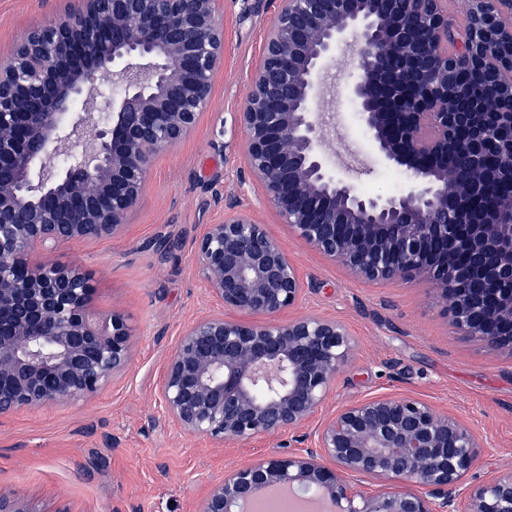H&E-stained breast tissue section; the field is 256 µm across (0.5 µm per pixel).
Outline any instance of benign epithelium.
<instances>
[{"mask_svg": "<svg viewBox=\"0 0 512 512\" xmlns=\"http://www.w3.org/2000/svg\"><path fill=\"white\" fill-rule=\"evenodd\" d=\"M443 2L276 0L238 113L245 162L296 239L360 280L431 282L452 297L461 336L512 353V193L481 204L487 177L512 181V150L486 151L512 126V0H463L470 35ZM455 32L465 47L450 54ZM350 35L359 73L348 93L379 157L410 176L399 195H363L324 164L321 73ZM223 58L216 0H83L0 60L1 415L88 399L127 371L125 316L97 312L87 275L49 255L124 234L152 159L195 127ZM465 73L507 97L453 108ZM103 75L120 98L106 97ZM196 252L224 308L262 320L187 324L160 382L166 416L216 447L299 443L224 471L199 512H248L273 489L312 492L332 512H512V470L467 483L486 440L419 397L371 396L303 432L353 361L354 337L339 320L290 314L297 269L238 204L206 225ZM0 512L38 510L0 495Z\"/></svg>", "mask_w": 512, "mask_h": 512, "instance_id": "obj_1", "label": "benign epithelium"}]
</instances>
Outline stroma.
Instances as JSON below:
<instances>
[{"label":"stroma","instance_id":"stroma-1","mask_svg":"<svg viewBox=\"0 0 512 512\" xmlns=\"http://www.w3.org/2000/svg\"><path fill=\"white\" fill-rule=\"evenodd\" d=\"M78 5L0 0V59L29 29ZM275 12L274 0H217L224 59L196 127L154 158L122 238L68 242L52 253L57 264H74L87 274L95 308L127 318L134 355L121 379L88 400L0 416V494L24 498L37 512L59 505L70 512H197L212 480L226 469L287 450L285 435L213 447L168 422L159 398L163 366L182 328L222 309L198 274L194 242L235 201L287 248L304 283L297 313L338 319L356 341L353 364L309 429L368 396L412 395L486 438L488 449L470 482L512 468V355L460 336L450 300L430 282L354 279L341 263L296 239L250 179L237 114ZM338 52L345 66L328 68L322 85L337 103L329 117L333 147L325 152L326 166L365 194H400L407 174L380 161L348 95L358 60L348 46ZM164 236L176 246L163 261L156 246Z\"/></svg>","mask_w":512,"mask_h":512}]
</instances>
